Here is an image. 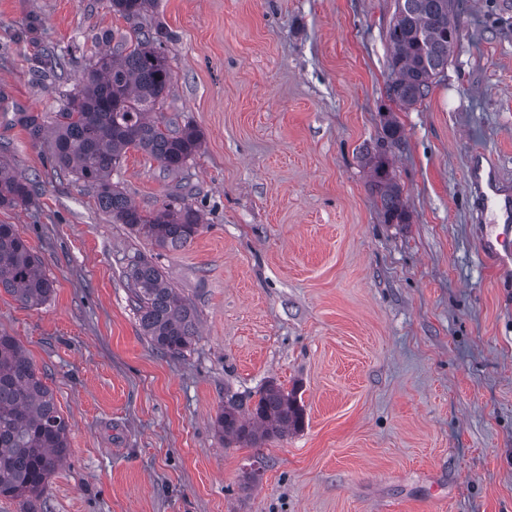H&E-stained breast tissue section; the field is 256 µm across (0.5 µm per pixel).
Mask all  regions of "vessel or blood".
Listing matches in <instances>:
<instances>
[{
	"mask_svg": "<svg viewBox=\"0 0 512 512\" xmlns=\"http://www.w3.org/2000/svg\"><path fill=\"white\" fill-rule=\"evenodd\" d=\"M469 197L480 227V252L492 259L503 276L512 275V239L499 232V225L512 223V189L501 185L489 152L474 151L465 174Z\"/></svg>",
	"mask_w": 512,
	"mask_h": 512,
	"instance_id": "obj_1",
	"label": "vessel or blood"
}]
</instances>
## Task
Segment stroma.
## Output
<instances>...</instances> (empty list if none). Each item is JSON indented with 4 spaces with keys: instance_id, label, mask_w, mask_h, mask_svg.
Instances as JSON below:
<instances>
[{
    "instance_id": "35a3bbf8",
    "label": "stroma",
    "mask_w": 512,
    "mask_h": 512,
    "mask_svg": "<svg viewBox=\"0 0 512 512\" xmlns=\"http://www.w3.org/2000/svg\"><path fill=\"white\" fill-rule=\"evenodd\" d=\"M395 0H157L167 116L203 135L178 174L131 150L113 173L152 210L189 195L204 229L157 250L56 174L50 120L108 0H0V163L34 185L0 207L54 292L0 293V334L45 375L69 454L35 512H512V288L478 257L465 172L512 185V0H464L460 42L422 103L395 110L390 164L411 214L384 223L366 149L383 134ZM68 52L44 81V49ZM157 263L199 314L171 357L142 336L124 270ZM296 391L301 430L257 448L214 430L225 392Z\"/></svg>"
}]
</instances>
